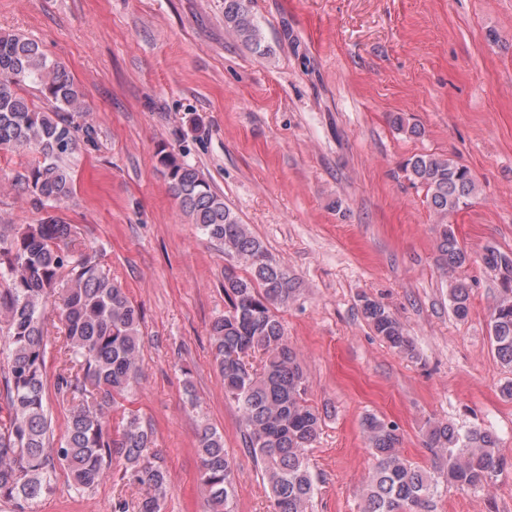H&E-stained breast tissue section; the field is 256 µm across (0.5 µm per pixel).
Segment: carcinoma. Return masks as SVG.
Listing matches in <instances>:
<instances>
[{
  "mask_svg": "<svg viewBox=\"0 0 512 512\" xmlns=\"http://www.w3.org/2000/svg\"><path fill=\"white\" fill-rule=\"evenodd\" d=\"M224 27L255 53L265 54L247 0H224ZM26 80L37 86L48 107L38 109L19 93ZM83 112V93L62 63L49 59L34 40L0 34V151L38 154L15 181L42 209L73 194L74 174L58 158L93 142L89 128L76 121ZM157 161L184 214L224 245V254L247 266L245 276L233 266L224 269L228 308L211 325L215 364L224 393L241 412L246 445L269 486L273 512H309L317 481L306 451L317 437L321 415L308 403L305 374L276 314L297 288L197 168L164 149ZM405 171L425 188L441 224V265L452 274L466 267L470 256L448 217L474 197L472 173L435 154L413 156ZM75 234L73 225L50 214L11 234L0 233V349L6 352L0 500L33 502L51 493L58 466L67 471L71 486L85 493L112 475L118 457L122 478L144 490L138 512H161L166 471L151 448V430L137 411L125 407L141 373V314L109 270L75 251ZM482 261L501 285L489 312L491 342L499 358L512 365V287H506L512 284V252L488 247ZM448 297L452 314L467 318L465 280L451 282ZM361 311L390 347L413 351L402 324L384 305L365 297ZM51 341L58 354L56 392L70 405L67 434L57 448L51 447L44 404ZM118 408L122 421L114 431L108 414ZM361 427L374 459L362 512H426L439 484L483 488L508 465L498 437L486 429L429 426L424 447L434 458L430 471L402 456L394 425L369 415ZM197 454L210 512H231L234 470L224 437L204 425Z\"/></svg>",
  "mask_w": 512,
  "mask_h": 512,
  "instance_id": "carcinoma-1",
  "label": "carcinoma"
}]
</instances>
